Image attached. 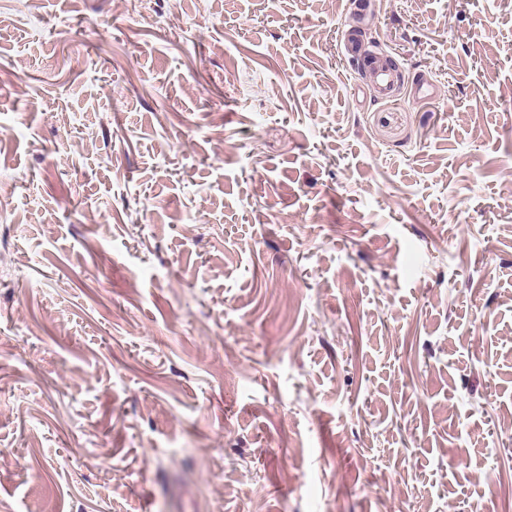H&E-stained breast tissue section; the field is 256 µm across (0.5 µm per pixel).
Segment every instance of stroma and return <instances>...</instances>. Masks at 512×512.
Instances as JSON below:
<instances>
[{"label":"stroma","mask_w":512,"mask_h":512,"mask_svg":"<svg viewBox=\"0 0 512 512\" xmlns=\"http://www.w3.org/2000/svg\"><path fill=\"white\" fill-rule=\"evenodd\" d=\"M0 512H512V0H0ZM344 56L354 60L364 68L372 70V83L377 87L378 99H389L395 89L398 73L390 59L375 54H364L361 43L353 36L343 38Z\"/></svg>","instance_id":"stroma-1"}]
</instances>
